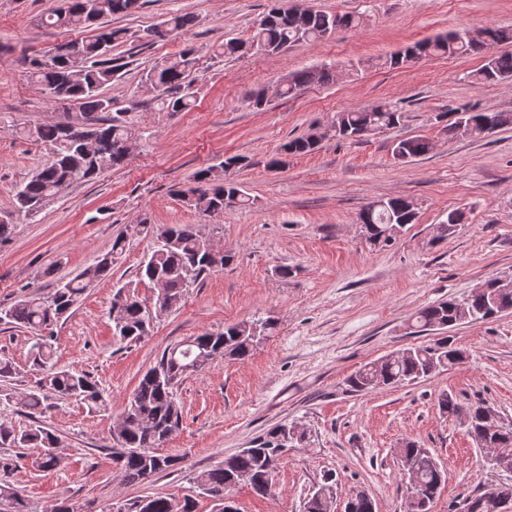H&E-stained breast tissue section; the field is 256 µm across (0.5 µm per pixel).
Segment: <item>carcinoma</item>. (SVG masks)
<instances>
[{
	"label": "carcinoma",
	"instance_id": "1",
	"mask_svg": "<svg viewBox=\"0 0 512 512\" xmlns=\"http://www.w3.org/2000/svg\"><path fill=\"white\" fill-rule=\"evenodd\" d=\"M142 6L141 0H64V6L47 15L42 23L66 29H90L102 19L125 15ZM194 25V17L173 14L161 22L157 35L177 34ZM362 19L352 14H328L300 6L271 7L260 20L252 37L246 41L231 38L222 49L228 54L240 51L256 54H277L297 44L320 41L339 28L356 29ZM482 37L470 40L461 32H450L432 39L415 42L390 54L385 63L393 68L405 67L423 57L464 56L482 52L485 60L472 75L478 84L512 78V53L499 47L512 43V28H485ZM130 39L122 28H107L96 34L66 42L48 56H33L26 61L29 76L41 85L57 104L79 110L88 124L93 141L85 143L72 124L42 123L26 135L48 147L51 159L21 183L14 194L17 212L35 214L53 197L74 183L94 180L102 172L122 166L128 143L135 132L119 111H112V99L101 89L117 78L121 65L112 57V49ZM197 62L196 50L186 47L155 63L145 74V83L158 92L157 104L168 112H187L195 102L191 71ZM335 77L333 69L316 66L289 75L280 95L287 97L296 90L314 84L326 85ZM401 113L385 105L370 109H351L340 113L336 137L357 139L399 123ZM493 127L512 125V113L480 112L463 105L455 111V121L448 131L470 138L485 136L486 121ZM317 145L315 136L295 138L283 145V155H304ZM430 142L424 138H408L394 149L401 159L422 156ZM194 182L204 186L188 188L193 198L187 200L196 211L210 215L229 206H246L253 199L236 183L214 174V169L199 171ZM416 207L403 197L378 200L368 205L360 216V232L365 242L376 247L392 240L393 227L415 223ZM127 236L118 235L111 249L97 258L75 277L60 281L48 295L31 293L9 308L0 310V322L37 332L31 346L32 362L44 366L53 357L52 329L70 312L85 292L112 274L122 255ZM235 255L213 256L211 240L198 224H174L160 231L151 252L141 262L136 280L124 285L125 299L112 305L117 312L113 320L114 336L120 342H138L151 335L153 323L164 314L180 308V304L196 283L210 273L234 264ZM157 288L154 312L139 297L138 285ZM466 308L470 320L479 321L512 310V289L488 288L462 299L432 304L418 311L413 327L426 332L437 327L448 328L459 322L461 309ZM275 329L271 318L243 320L224 327L218 333H202L166 347L160 358L139 380L123 412L122 422L111 431L112 463L118 467L128 484H142L155 475L175 468L179 458L156 452L179 428L181 410L176 386L183 375L198 372L214 359L228 355L237 360L248 358L261 341ZM463 359V353L452 346L446 336L406 349V355L379 363H368L346 379L348 390L361 393L395 384H412L448 370ZM16 368L10 358L0 356V404L16 402L26 409L30 424L18 429L0 417V448H37L36 466L52 471L60 466L57 453L59 437L44 423L52 405L39 391L18 393L11 387ZM49 389L58 400L76 398L89 407L98 406L104 396L95 381L82 371L60 369L50 373ZM446 415L467 416L466 429L474 442L490 440L491 447L505 460H512V428L500 434L487 435L484 415L490 406L476 403L463 406L452 395L441 393L437 401ZM280 424L253 440V448L234 454L196 477L201 494L222 504L233 490L232 477L239 471L252 474L250 488L260 496L270 494L273 480L282 461L284 447L301 446L309 433L291 438ZM403 467L414 469L419 487L417 493L433 503L445 480L443 470L432 453L414 441L398 449ZM0 512H29L25 497L12 484L0 478ZM125 512H194V501L179 502L154 493L140 496L128 503Z\"/></svg>",
	"mask_w": 512,
	"mask_h": 512
}]
</instances>
